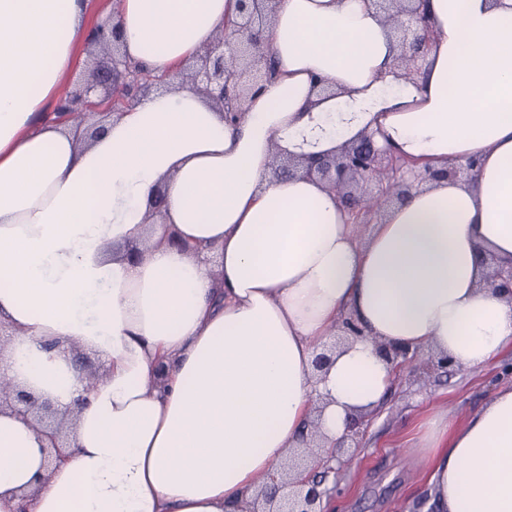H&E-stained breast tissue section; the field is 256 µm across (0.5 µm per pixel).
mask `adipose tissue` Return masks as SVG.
<instances>
[{"instance_id": "1", "label": "adipose tissue", "mask_w": 512, "mask_h": 512, "mask_svg": "<svg viewBox=\"0 0 512 512\" xmlns=\"http://www.w3.org/2000/svg\"><path fill=\"white\" fill-rule=\"evenodd\" d=\"M425 5L414 77L367 0H277L276 69L238 118L176 85L91 138L46 111L99 14L129 61L169 77L238 0H0V320L15 329L0 374L78 411L51 470L41 436L0 412V512H240L311 427L327 455L377 413L395 380L379 345L474 368L512 344V300L481 262L512 260V0ZM364 131L416 169L471 160L476 177L413 192L362 242L335 193L270 175L274 151ZM135 243L138 260L118 253ZM345 316L364 337L315 370ZM76 346L107 371L88 393ZM421 452L437 512H512V385L464 425L433 422Z\"/></svg>"}]
</instances>
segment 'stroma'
<instances>
[{
  "label": "stroma",
  "instance_id": "stroma-1",
  "mask_svg": "<svg viewBox=\"0 0 512 512\" xmlns=\"http://www.w3.org/2000/svg\"><path fill=\"white\" fill-rule=\"evenodd\" d=\"M512 384V348L483 368L411 366L368 424L337 476L335 512H425L427 467L417 426L436 413L461 424L500 387Z\"/></svg>",
  "mask_w": 512,
  "mask_h": 512
}]
</instances>
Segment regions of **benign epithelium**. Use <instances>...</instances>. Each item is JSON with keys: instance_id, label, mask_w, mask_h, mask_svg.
I'll use <instances>...</instances> for the list:
<instances>
[{"instance_id": "benign-epithelium-1", "label": "benign epithelium", "mask_w": 512, "mask_h": 512, "mask_svg": "<svg viewBox=\"0 0 512 512\" xmlns=\"http://www.w3.org/2000/svg\"><path fill=\"white\" fill-rule=\"evenodd\" d=\"M239 20L230 30L213 43L204 47L195 59L177 75L180 83H188L222 107L230 118L243 111L249 95L258 90L268 75L267 63L271 47L262 33L271 20L275 0H239ZM376 12L382 14L393 29L397 41L396 66L411 75L419 69V61L428 46V18L422 8V0H370ZM109 30L98 48L106 60L93 58L83 82L67 93L59 104L58 112L65 118L82 125L86 120L83 99L90 93L101 97L97 104L99 114L106 116L117 110V96L122 101H133L148 93L156 84H168L166 78H146L134 85L128 84L130 66L121 54L120 34L116 28ZM472 161L453 163L443 168L427 169L408 181L401 171H413V165L399 162L374 135L360 134L337 153H301L283 155L275 153L271 164L274 176L301 175L319 181L326 189L336 193L338 200L348 210L360 213L374 198L387 202H402L415 186L440 180L468 181L474 175ZM490 271L486 287L495 291L507 289L512 296V266L504 267L492 256L483 257ZM379 351L398 370L422 361L438 368H448V357L431 352L397 349L378 345ZM80 369L79 382L88 392L100 382V375L91 361L75 352ZM0 409H8L18 418L32 424L47 441L43 448L44 467L49 470L65 458L67 424L72 411H62L47 398L39 397L17 385L0 392ZM314 467V457L299 451L288 458L286 470L305 472ZM332 490L324 486V479L316 474L291 482L279 479V473L269 476L260 494L248 505L246 512H325L323 501L331 499Z\"/></svg>"}]
</instances>
